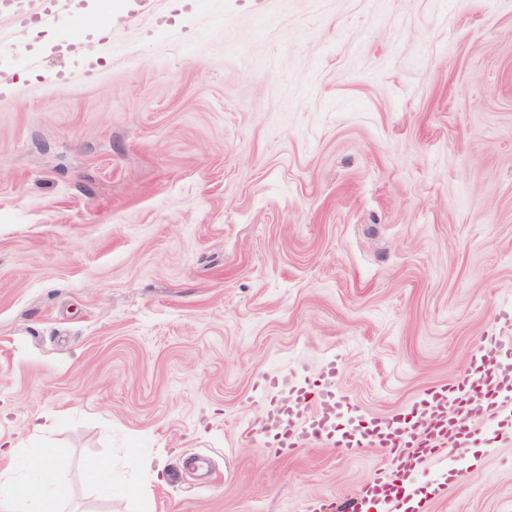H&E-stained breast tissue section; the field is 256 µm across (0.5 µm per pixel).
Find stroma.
<instances>
[{"mask_svg":"<svg viewBox=\"0 0 512 512\" xmlns=\"http://www.w3.org/2000/svg\"><path fill=\"white\" fill-rule=\"evenodd\" d=\"M102 65L27 33L0 87V445L52 444L66 512H340L385 449L281 457L263 379L411 414L512 308V0H82ZM399 472L512 512V433ZM111 463L100 497L85 467ZM85 28L99 42H109L112 35V21L104 14H87L82 17Z\"/></svg>","mask_w":512,"mask_h":512,"instance_id":"35a3bbf8","label":"stroma"}]
</instances>
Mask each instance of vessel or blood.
I'll return each instance as SVG.
<instances>
[{"mask_svg":"<svg viewBox=\"0 0 512 512\" xmlns=\"http://www.w3.org/2000/svg\"><path fill=\"white\" fill-rule=\"evenodd\" d=\"M28 22L35 27L56 26L62 21L67 0H31ZM85 28L98 41H110L112 22L102 14L82 18ZM506 332L487 337L473 358V367L460 380L424 387L416 402L429 413L430 427L422 430L401 416L368 417L360 427L340 431L336 414L345 403L335 386L336 367L327 365L317 378H274L273 386L287 389V403L269 402L258 430L269 451L287 456L306 444L331 443L346 454L362 449H392V465L402 470L415 468L446 444L462 446L475 435L472 400L484 403V416L501 421L512 414V310L502 312ZM407 499L389 484L369 488L354 500L352 512H401Z\"/></svg>","mask_w":512,"mask_h":512,"instance_id":"1","label":"vessel or blood"}]
</instances>
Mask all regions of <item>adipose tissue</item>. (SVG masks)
Masks as SVG:
<instances>
[{"label": "adipose tissue", "mask_w": 512, "mask_h": 512, "mask_svg": "<svg viewBox=\"0 0 512 512\" xmlns=\"http://www.w3.org/2000/svg\"><path fill=\"white\" fill-rule=\"evenodd\" d=\"M52 448L26 467L0 469V512H59L58 474Z\"/></svg>", "instance_id": "obj_1"}]
</instances>
